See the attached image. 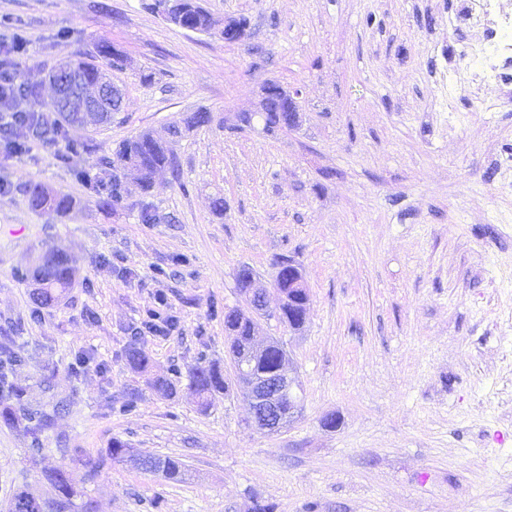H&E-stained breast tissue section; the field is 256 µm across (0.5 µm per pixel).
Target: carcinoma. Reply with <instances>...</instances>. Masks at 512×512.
Returning a JSON list of instances; mask_svg holds the SVG:
<instances>
[{"label":"carcinoma","mask_w":512,"mask_h":512,"mask_svg":"<svg viewBox=\"0 0 512 512\" xmlns=\"http://www.w3.org/2000/svg\"><path fill=\"white\" fill-rule=\"evenodd\" d=\"M184 19L193 28L202 32L210 31L215 25V18L201 6L200 0H182ZM121 60L116 57L112 46L103 43L98 47L94 59H79L66 64V67L83 77L89 88L99 83L112 86L109 72L120 66ZM16 73L7 62L0 63V80L8 82L10 89L21 97H33L35 92L26 83H15ZM46 111L57 114L49 121L35 110H25L18 114L17 123L26 129L33 139L46 145L64 142L68 151L76 152L80 145L69 139V128L98 127L112 122L114 112H98L87 115L81 112H65L56 102L45 105ZM118 154L124 167L133 176L137 186L147 192L154 183L156 174L163 169L175 168L174 153L171 146L156 139L150 132L144 131L123 141L119 145ZM80 177L90 182V187L99 195L102 204L113 207L122 201V184L118 176L98 172L80 173ZM30 203L35 210H49L64 214L76 205V201L68 196L58 195L39 183L29 187ZM73 278V270L67 256L60 252H48L42 258V264L35 276L41 285L37 301L40 305L51 304L60 292L69 287ZM253 319L236 310L226 316V327L234 336L231 343L232 360L244 363L254 375L273 372L278 365L279 357L283 356L280 348L271 351L256 352L250 347L249 335ZM19 362V356L10 342L0 344V398L6 397L15 403L16 410H7L5 414L15 416V412L28 421V434L31 439L29 452L35 458L42 451L41 437L51 428L52 419L41 412L28 409L24 403L23 388L8 382V372ZM190 393L195 397L198 406L206 409L212 400L220 394H228L229 383L224 379L220 367L214 364L200 365L192 373L189 384ZM141 467L151 473H162L165 478L180 481L185 476L181 462L170 457L150 458L141 461ZM45 479L55 489V496L42 498L27 488L19 490L13 497L10 512H76L74 498L77 492L71 479L62 470L45 473Z\"/></svg>","instance_id":"carcinoma-1"}]
</instances>
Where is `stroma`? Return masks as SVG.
<instances>
[{
    "label": "stroma",
    "mask_w": 512,
    "mask_h": 512,
    "mask_svg": "<svg viewBox=\"0 0 512 512\" xmlns=\"http://www.w3.org/2000/svg\"><path fill=\"white\" fill-rule=\"evenodd\" d=\"M475 2L203 0L248 20L227 42L145 0H0V21L31 40L28 107L51 102L57 64L103 41L124 56L111 77L125 93L111 124L70 128L83 148L67 161L22 127L7 137L23 153L0 147V339L22 357L12 379L29 407L53 418L35 465L0 401V512L20 489L49 494L47 468L93 512H512V96H448L470 81L462 53L481 30L460 11ZM269 80L301 112L274 135L258 112ZM195 112L209 122L171 137ZM144 130L171 140L177 174L98 207L78 173L120 171L119 144ZM35 182L76 207L33 210ZM50 249L74 277L40 307L31 275ZM285 258L309 291L305 323L258 324L295 368L301 411L268 433L242 384L203 410L188 383L200 365L232 376L224 312L250 310L237 272L270 290ZM160 293L176 321L164 337L145 327ZM132 346L148 371L127 364ZM81 351L98 364L78 373ZM116 440L181 460L184 479L106 461Z\"/></svg>",
    "instance_id": "stroma-1"
}]
</instances>
